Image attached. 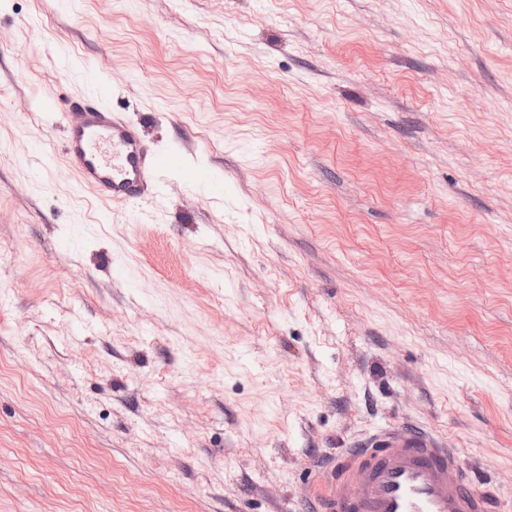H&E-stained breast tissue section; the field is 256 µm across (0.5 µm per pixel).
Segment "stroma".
<instances>
[{"label": "stroma", "mask_w": 512, "mask_h": 512, "mask_svg": "<svg viewBox=\"0 0 512 512\" xmlns=\"http://www.w3.org/2000/svg\"><path fill=\"white\" fill-rule=\"evenodd\" d=\"M101 82L158 206L63 157ZM396 425L512 512V0H0V512H314Z\"/></svg>", "instance_id": "1"}]
</instances>
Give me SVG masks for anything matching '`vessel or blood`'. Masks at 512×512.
<instances>
[{"mask_svg":"<svg viewBox=\"0 0 512 512\" xmlns=\"http://www.w3.org/2000/svg\"><path fill=\"white\" fill-rule=\"evenodd\" d=\"M80 187L126 206L141 204L164 167L138 130L97 95L52 102ZM320 512H495L493 485L476 481L457 449L418 430L392 427L342 452L311 489Z\"/></svg>","mask_w":512,"mask_h":512,"instance_id":"1","label":"vessel or blood"}]
</instances>
